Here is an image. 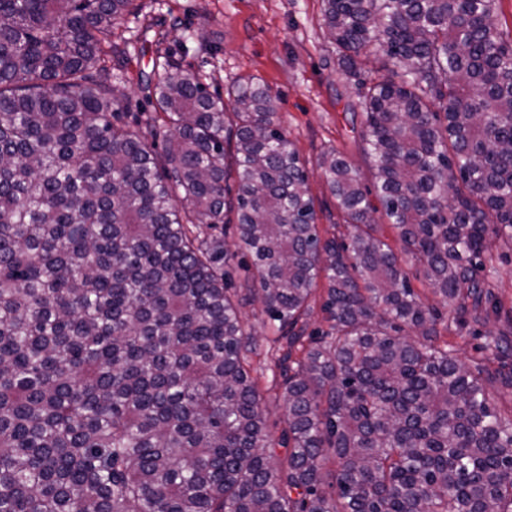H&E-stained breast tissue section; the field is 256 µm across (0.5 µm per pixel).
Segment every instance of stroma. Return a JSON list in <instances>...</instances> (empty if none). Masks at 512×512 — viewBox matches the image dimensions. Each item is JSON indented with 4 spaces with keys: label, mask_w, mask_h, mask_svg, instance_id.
I'll list each match as a JSON object with an SVG mask.
<instances>
[{
    "label": "stroma",
    "mask_w": 512,
    "mask_h": 512,
    "mask_svg": "<svg viewBox=\"0 0 512 512\" xmlns=\"http://www.w3.org/2000/svg\"><path fill=\"white\" fill-rule=\"evenodd\" d=\"M141 18H128L114 40L127 51L121 86L127 111H141V76L152 73L156 35L167 45L187 47V62L208 78L211 89L224 91L239 77L253 75L280 98L281 125L308 170V194L322 235L345 233L317 161L328 149L343 153L371 174L364 159V117L354 81L339 72L336 47L323 24L322 0H142ZM191 22L190 30H173V19ZM161 25L148 31L145 20Z\"/></svg>",
    "instance_id": "1"
}]
</instances>
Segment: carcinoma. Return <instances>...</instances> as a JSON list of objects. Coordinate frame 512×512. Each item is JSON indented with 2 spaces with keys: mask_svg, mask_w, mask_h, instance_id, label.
Wrapping results in <instances>:
<instances>
[{
  "mask_svg": "<svg viewBox=\"0 0 512 512\" xmlns=\"http://www.w3.org/2000/svg\"><path fill=\"white\" fill-rule=\"evenodd\" d=\"M497 2L324 0L372 173L318 159L338 239L260 79L212 93L166 48L130 123L111 36L137 0H0V512H512L491 398L512 345L486 333L499 366L470 371L441 336L503 312L480 277L512 243ZM319 297L329 329L308 334ZM242 320L244 322L247 332L252 333L260 343H266L263 336L268 333L265 326V314L262 312V307L258 302L247 303L241 307Z\"/></svg>",
  "mask_w": 512,
  "mask_h": 512,
  "instance_id": "carcinoma-1",
  "label": "carcinoma"
}]
</instances>
